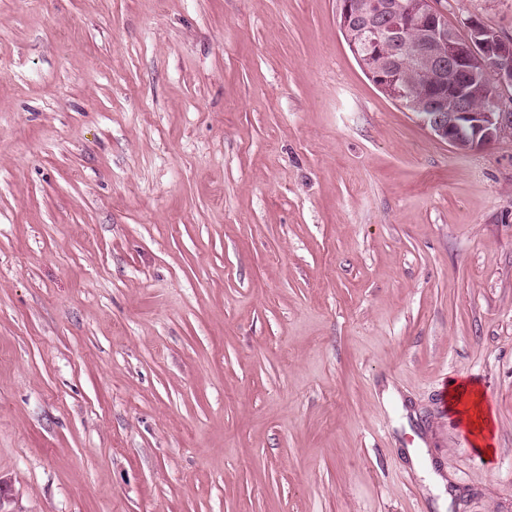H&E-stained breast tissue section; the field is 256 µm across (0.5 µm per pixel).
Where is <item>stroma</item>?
<instances>
[{
  "mask_svg": "<svg viewBox=\"0 0 512 512\" xmlns=\"http://www.w3.org/2000/svg\"><path fill=\"white\" fill-rule=\"evenodd\" d=\"M337 7L0 0L5 512H512V137L430 136ZM443 404L445 407L449 404L460 419L474 428L479 437L476 447L480 453L490 455L496 450L484 433H491L489 409L482 394L474 385L462 381L453 383L449 390L444 392Z\"/></svg>",
  "mask_w": 512,
  "mask_h": 512,
  "instance_id": "stroma-1",
  "label": "stroma"
}]
</instances>
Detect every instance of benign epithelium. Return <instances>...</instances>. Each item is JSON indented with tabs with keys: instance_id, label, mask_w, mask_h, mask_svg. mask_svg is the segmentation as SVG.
I'll return each mask as SVG.
<instances>
[{
	"instance_id": "1",
	"label": "benign epithelium",
	"mask_w": 512,
	"mask_h": 512,
	"mask_svg": "<svg viewBox=\"0 0 512 512\" xmlns=\"http://www.w3.org/2000/svg\"><path fill=\"white\" fill-rule=\"evenodd\" d=\"M338 23L358 33L350 50L377 89L454 150L512 137V113L487 112L470 92L489 74L512 85L511 40L472 19L460 41L436 0H338Z\"/></svg>"
}]
</instances>
